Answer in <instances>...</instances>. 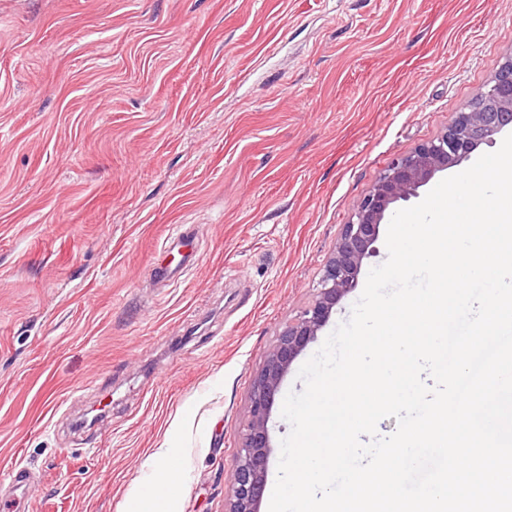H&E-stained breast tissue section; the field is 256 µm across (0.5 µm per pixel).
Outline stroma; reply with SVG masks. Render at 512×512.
Segmentation results:
<instances>
[{
    "label": "stroma",
    "mask_w": 512,
    "mask_h": 512,
    "mask_svg": "<svg viewBox=\"0 0 512 512\" xmlns=\"http://www.w3.org/2000/svg\"><path fill=\"white\" fill-rule=\"evenodd\" d=\"M511 58L512 0H0V512L16 464L34 512H125L161 455L225 512L357 202Z\"/></svg>",
    "instance_id": "1"
}]
</instances>
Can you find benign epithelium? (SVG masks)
Masks as SVG:
<instances>
[{
    "label": "benign epithelium",
    "mask_w": 512,
    "mask_h": 512,
    "mask_svg": "<svg viewBox=\"0 0 512 512\" xmlns=\"http://www.w3.org/2000/svg\"><path fill=\"white\" fill-rule=\"evenodd\" d=\"M511 125L512 77L496 75L443 133L392 159L358 202L326 261L314 299L297 319L282 328L253 380L228 512H258L268 467L267 424L282 379L326 324L336 303L357 283L363 261L375 251L381 224L392 205L418 197L419 189L436 174L468 160L480 145L493 143L495 136Z\"/></svg>",
    "instance_id": "7a95c632"
}]
</instances>
